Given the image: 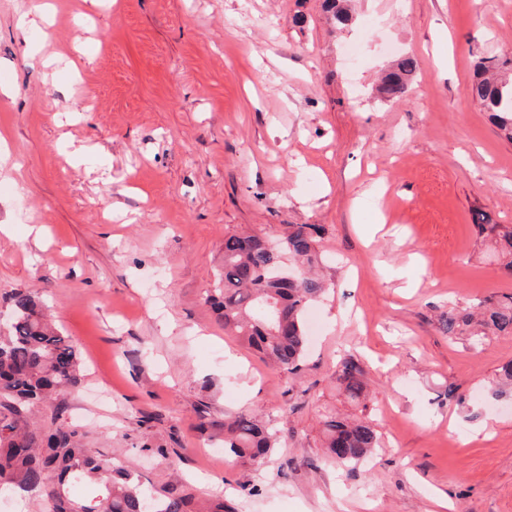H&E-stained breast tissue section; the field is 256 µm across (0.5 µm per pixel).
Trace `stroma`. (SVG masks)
Segmentation results:
<instances>
[{
  "instance_id": "1",
  "label": "stroma",
  "mask_w": 512,
  "mask_h": 512,
  "mask_svg": "<svg viewBox=\"0 0 512 512\" xmlns=\"http://www.w3.org/2000/svg\"><path fill=\"white\" fill-rule=\"evenodd\" d=\"M0 0V323L35 288L85 363L40 436L76 430L145 485L232 512H512V336L474 346L449 306L512 294L471 221L512 224V142L466 94L512 57V0ZM420 70L388 102L379 76ZM318 224L327 292L288 376L207 297L224 238ZM365 371L367 408L333 371ZM380 440L349 466L323 421ZM277 435L250 468L226 417Z\"/></svg>"
}]
</instances>
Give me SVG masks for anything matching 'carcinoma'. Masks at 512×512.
I'll use <instances>...</instances> for the list:
<instances>
[{
    "instance_id": "obj_1",
    "label": "carcinoma",
    "mask_w": 512,
    "mask_h": 512,
    "mask_svg": "<svg viewBox=\"0 0 512 512\" xmlns=\"http://www.w3.org/2000/svg\"><path fill=\"white\" fill-rule=\"evenodd\" d=\"M324 2L333 24H349L345 0ZM511 67V58L480 62L469 94L512 141V77L505 73ZM417 71L414 57L400 58L381 79L382 98L402 99ZM472 223L489 239L498 268L512 274V225L491 223L483 210L472 212ZM321 232L316 224H290L276 244L255 234L224 237V268L213 306L225 329L290 373L299 369L307 348L308 307L325 291L313 270ZM10 301L13 318L0 330L1 490L37 493L51 502V512H228L222 502L195 511L192 494L176 486L153 493L132 483L128 474L90 454L66 428L37 443V434L22 426V417L76 385L84 363L72 338L48 319L38 290H16ZM440 329L465 336L473 345L491 336L512 335V295L450 306ZM334 375L348 399L365 403L359 363L346 358ZM222 434L224 453L242 463L266 455L276 443L275 433L247 413L224 418ZM323 434L327 454L345 466L363 459L378 444L371 424L340 415L325 418ZM85 481L97 483V488L84 497L71 496L70 487Z\"/></svg>"
}]
</instances>
